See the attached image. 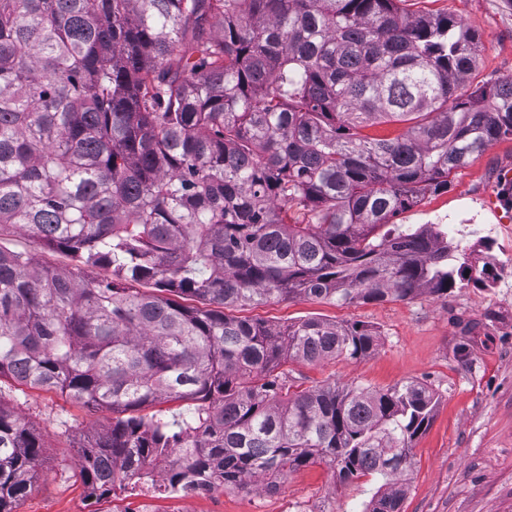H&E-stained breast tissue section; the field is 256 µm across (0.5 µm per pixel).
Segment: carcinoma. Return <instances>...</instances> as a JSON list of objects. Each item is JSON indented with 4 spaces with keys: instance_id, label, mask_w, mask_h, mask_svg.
<instances>
[{
    "instance_id": "cac0c4a2",
    "label": "carcinoma",
    "mask_w": 512,
    "mask_h": 512,
    "mask_svg": "<svg viewBox=\"0 0 512 512\" xmlns=\"http://www.w3.org/2000/svg\"><path fill=\"white\" fill-rule=\"evenodd\" d=\"M479 52L399 0H0V224L76 261L0 246V378L115 414L79 453L90 494L142 470L273 492L324 462L383 480L367 512H401L429 388L292 392L285 361L365 357L377 332L232 311L455 287L445 234L390 221L512 138V80L469 86ZM383 123L403 129L366 133ZM162 400L196 407L140 414ZM43 448L0 405V512ZM193 401H171L164 403H157L145 407L140 414L147 415V417L154 416L155 419H161L172 423L174 420L181 421L190 415L194 408Z\"/></svg>"
}]
</instances>
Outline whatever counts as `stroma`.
Here are the masks:
<instances>
[{"mask_svg":"<svg viewBox=\"0 0 512 512\" xmlns=\"http://www.w3.org/2000/svg\"><path fill=\"white\" fill-rule=\"evenodd\" d=\"M412 14L458 15L480 38L473 88L512 79V0H401ZM512 171V139L493 143L453 173L447 190L425 195L396 223L414 228L452 225L460 262L484 270L442 295L340 304L273 301L244 309L247 317L284 325L309 317L370 326L379 334L366 357L318 364L287 362L289 384L387 389L426 384L437 399L432 421L416 441L398 484L402 512H512V206L501 197ZM500 198L492 206L491 198ZM0 246L35 255L43 264L72 267L65 252L45 248L18 228L0 227ZM0 404L19 413L45 448L32 491L14 512H134L139 499L125 488L91 497L76 469L77 450L111 418L110 410L76 404L55 391L0 379ZM378 484L370 477L339 482L326 465L289 474L279 491L217 492L160 498L157 512H364Z\"/></svg>","mask_w":512,"mask_h":512,"instance_id":"obj_1","label":"stroma"}]
</instances>
